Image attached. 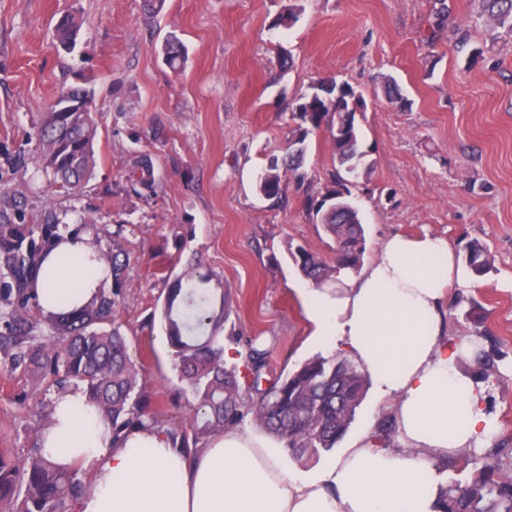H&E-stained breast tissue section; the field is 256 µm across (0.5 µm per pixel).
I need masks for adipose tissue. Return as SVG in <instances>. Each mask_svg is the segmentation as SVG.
I'll return each mask as SVG.
<instances>
[{"mask_svg":"<svg viewBox=\"0 0 512 512\" xmlns=\"http://www.w3.org/2000/svg\"><path fill=\"white\" fill-rule=\"evenodd\" d=\"M97 255L87 233L55 242L39 263L40 307L70 310L109 287ZM454 273L446 239L395 234L359 272L341 270L335 287L304 292L328 349L345 351L381 398H393L396 446L367 434L303 476L241 425L188 453L162 426L113 440L87 395L71 389L54 398L40 446L55 465L78 463L93 475L72 512H437V463L483 447L498 430L483 388L457 366L475 340L445 337L441 306Z\"/></svg>","mask_w":512,"mask_h":512,"instance_id":"ef3b65f1","label":"adipose tissue"}]
</instances>
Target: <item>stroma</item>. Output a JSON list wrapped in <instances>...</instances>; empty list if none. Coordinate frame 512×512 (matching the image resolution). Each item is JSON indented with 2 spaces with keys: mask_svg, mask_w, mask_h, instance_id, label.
<instances>
[{
  "mask_svg": "<svg viewBox=\"0 0 512 512\" xmlns=\"http://www.w3.org/2000/svg\"><path fill=\"white\" fill-rule=\"evenodd\" d=\"M434 0H301L289 27L275 26L288 0H0V203L25 223L89 225L100 251L127 258L117 323L163 419L182 422L183 391L162 328L166 276L199 260L230 301L224 345L235 365L252 338L267 349L273 380L323 353L304 306L309 282L288 254L301 245L331 259L334 242L307 199L332 188L336 158L327 129L310 132L304 182L285 178L282 200L258 191L269 160L282 157L295 122L290 101L336 78L360 91L361 148L374 163L351 188L365 230L364 262L394 233L487 247L493 269L448 290L447 336H494L506 382L485 385L499 430L488 447L512 450V35L489 31L475 0H446L432 30ZM68 13L83 21L73 50L53 31ZM462 27L488 61L466 65L450 31ZM184 46L179 70L162 45ZM394 77L404 110L383 92ZM88 85L99 127L97 166L78 192H55L34 153L41 113L61 88ZM152 186L130 175L142 155ZM54 391L24 368L0 369V448L21 458L38 412ZM368 391L341 447L391 415Z\"/></svg>",
  "mask_w": 512,
  "mask_h": 512,
  "instance_id": "obj_1",
  "label": "stroma"
}]
</instances>
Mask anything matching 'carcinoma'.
<instances>
[{
    "instance_id": "1",
    "label": "carcinoma",
    "mask_w": 512,
    "mask_h": 512,
    "mask_svg": "<svg viewBox=\"0 0 512 512\" xmlns=\"http://www.w3.org/2000/svg\"><path fill=\"white\" fill-rule=\"evenodd\" d=\"M478 2L490 30L512 34V0ZM79 28L74 16H63L56 26L57 44L74 47ZM163 51L169 66L177 68L182 60L178 39H166ZM364 107L362 94L347 82L329 79L313 85L312 93L292 104L298 123L288 147V162L281 167L270 162L259 180V192L275 199L281 194L283 176L304 179L300 169L305 140L310 131L327 126L338 164L335 185L325 199L309 201L308 210L333 239L335 257L329 264L303 246L288 247L300 272L317 287L335 280L342 269L358 271L363 262L364 228L358 209L344 193L374 168L367 153L359 149L357 111ZM98 125L93 112H56L51 106L43 113L35 152L55 190L75 192L91 178ZM58 230L56 224H41L24 232L11 214L0 211V272L4 276L0 281V353L4 366L25 365L49 388L82 389L111 426L115 439L147 421L164 425L159 413L151 410V397L116 326L117 296L126 266L120 250L114 247L101 254L112 275L111 288L97 290L83 306L70 311H41L46 335L32 320V308L37 306L38 258ZM467 264L473 274L482 276L492 268V258L484 245L472 241L467 246ZM210 281V274L189 264L173 279L164 300V331L175 367L185 384L184 392L195 401L189 427L168 428L175 445L183 450L196 448L213 431L236 425L250 414L255 425L274 436L295 459L332 450L354 422L368 389L366 374L345 357L317 355L263 388L265 350L252 340L244 358L253 380L249 390L242 392L236 368L225 366L221 344L227 295L223 292L214 301L206 288ZM484 340L488 346H479L472 359H459L476 382L502 378L498 347L491 337ZM49 421L50 411L38 414L31 448L21 462L0 448V501L9 505V512H64L88 489L82 466L60 468L42 456L39 438ZM460 463L463 469L472 467L471 476L439 485V512H512V474L503 471L501 457L463 455Z\"/></svg>"
}]
</instances>
